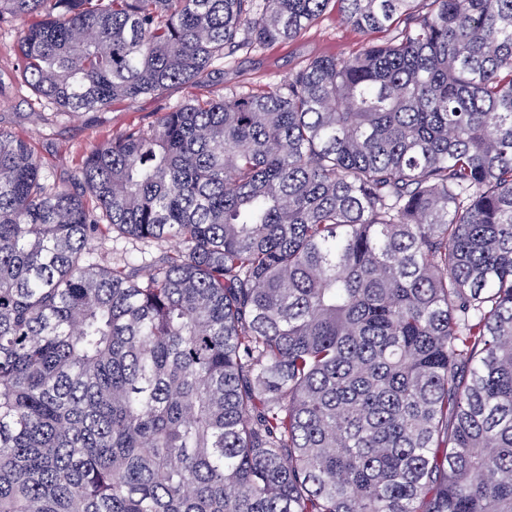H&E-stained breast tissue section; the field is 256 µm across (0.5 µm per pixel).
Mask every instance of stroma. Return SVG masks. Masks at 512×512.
<instances>
[{"label":"stroma","mask_w":512,"mask_h":512,"mask_svg":"<svg viewBox=\"0 0 512 512\" xmlns=\"http://www.w3.org/2000/svg\"><path fill=\"white\" fill-rule=\"evenodd\" d=\"M18 28L15 22L0 23V127L24 139L50 182L60 186L78 177L86 157L97 145L130 128L151 127L163 113L189 100H205L229 90L258 95L287 80L314 58L348 57L369 44L384 43L392 37L385 30L359 31L331 8L294 40L240 51L226 59L223 83L198 88L174 85L159 96L120 100L108 108L74 114L40 99L21 80L19 58L12 49ZM94 248L96 260L120 266L138 250L155 257L174 251L176 244L162 241L144 246L126 238L106 236L97 240Z\"/></svg>","instance_id":"1"}]
</instances>
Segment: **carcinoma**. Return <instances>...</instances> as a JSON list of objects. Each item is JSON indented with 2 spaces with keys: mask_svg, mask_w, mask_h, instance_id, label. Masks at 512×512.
Masks as SVG:
<instances>
[{
  "mask_svg": "<svg viewBox=\"0 0 512 512\" xmlns=\"http://www.w3.org/2000/svg\"><path fill=\"white\" fill-rule=\"evenodd\" d=\"M418 2L0 0L71 112L406 17L69 186L0 128V512H512V0ZM178 245L174 241L152 242L145 246L144 244L122 237H112V235L98 239L94 243L96 261H102L105 264L113 266H122L126 257L137 251H145L150 256H159L164 252H173ZM137 250V251H136Z\"/></svg>",
  "mask_w": 512,
  "mask_h": 512,
  "instance_id": "1",
  "label": "carcinoma"
}]
</instances>
